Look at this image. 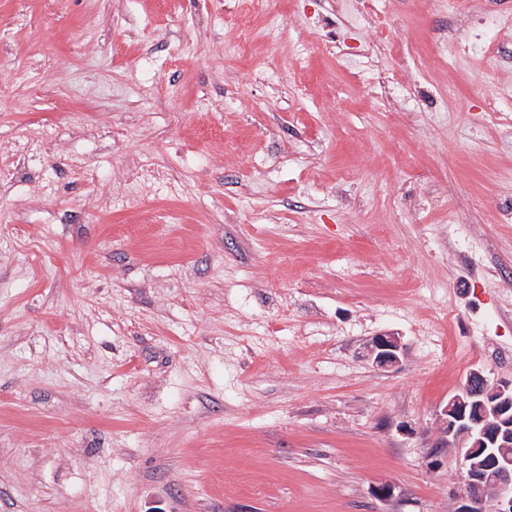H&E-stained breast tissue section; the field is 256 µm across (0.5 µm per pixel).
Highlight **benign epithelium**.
Instances as JSON below:
<instances>
[{"label":"benign epithelium","instance_id":"7a95c632","mask_svg":"<svg viewBox=\"0 0 512 512\" xmlns=\"http://www.w3.org/2000/svg\"><path fill=\"white\" fill-rule=\"evenodd\" d=\"M401 350L399 337L383 333L373 337L369 357L390 368L399 363ZM442 422L446 437L466 445L456 512H476L488 496L495 512H512V457L487 453L492 443L512 445V380L491 382L471 372L448 401Z\"/></svg>","mask_w":512,"mask_h":512}]
</instances>
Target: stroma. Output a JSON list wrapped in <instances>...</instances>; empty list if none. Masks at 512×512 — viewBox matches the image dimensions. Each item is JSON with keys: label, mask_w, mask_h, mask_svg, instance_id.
Segmentation results:
<instances>
[{"label": "stroma", "mask_w": 512, "mask_h": 512, "mask_svg": "<svg viewBox=\"0 0 512 512\" xmlns=\"http://www.w3.org/2000/svg\"><path fill=\"white\" fill-rule=\"evenodd\" d=\"M1 84L0 512H455L512 0H0ZM401 340L393 334L383 333L374 336L369 344V357L380 368L396 366L400 361Z\"/></svg>", "instance_id": "1"}]
</instances>
